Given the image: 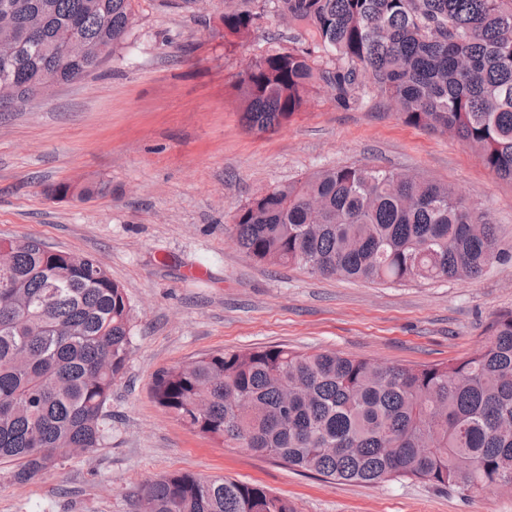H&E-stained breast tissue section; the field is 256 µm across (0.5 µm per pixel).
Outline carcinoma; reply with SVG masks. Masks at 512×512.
Segmentation results:
<instances>
[{
    "label": "carcinoma",
    "instance_id": "obj_1",
    "mask_svg": "<svg viewBox=\"0 0 512 512\" xmlns=\"http://www.w3.org/2000/svg\"><path fill=\"white\" fill-rule=\"evenodd\" d=\"M305 40L255 57L234 91L250 131L303 110L315 79L344 109L366 82L407 124L455 133L512 181V0H224V40L264 18ZM0 25V79L20 97L86 77L130 37L133 0H24ZM103 46L64 52L66 38ZM249 258L373 283L468 281L502 261L486 211L455 188L366 165L273 186L232 216ZM0 461L19 483L105 447L112 386L130 356L133 308L97 259L0 240ZM156 402L188 430L325 479L423 481L478 494L512 487V310L448 362L383 366L286 346L205 353L158 371ZM140 512H295L266 488L175 473L148 481Z\"/></svg>",
    "mask_w": 512,
    "mask_h": 512
}]
</instances>
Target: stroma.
Returning a JSON list of instances; mask_svg holds the SVG:
<instances>
[{"label": "stroma", "mask_w": 512, "mask_h": 512, "mask_svg": "<svg viewBox=\"0 0 512 512\" xmlns=\"http://www.w3.org/2000/svg\"><path fill=\"white\" fill-rule=\"evenodd\" d=\"M128 45L84 80L0 112V239L99 260L135 309L131 354L112 387V437L27 483L0 463V512H138L144 484L187 472L258 484L296 512H512V492L419 481L327 482L189 431L152 395L164 367L227 349L336 350L382 365L445 362L481 346L512 310V263L466 282L371 284L270 266L238 247L235 211L267 188L352 163L415 172L487 209L512 253V182L453 135L407 125L375 87L337 106L315 83L302 112L247 132L229 85L293 31L264 18L224 42V0H135ZM100 183L56 201L60 183Z\"/></svg>", "instance_id": "stroma-1"}]
</instances>
